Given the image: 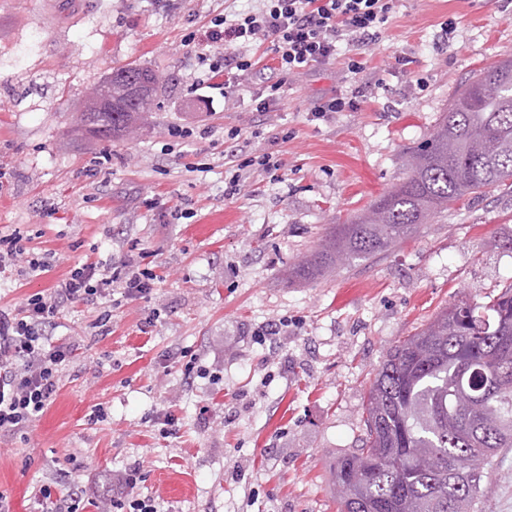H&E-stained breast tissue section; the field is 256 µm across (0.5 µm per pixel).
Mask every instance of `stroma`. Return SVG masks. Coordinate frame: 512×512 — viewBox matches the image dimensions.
<instances>
[{
    "label": "stroma",
    "mask_w": 512,
    "mask_h": 512,
    "mask_svg": "<svg viewBox=\"0 0 512 512\" xmlns=\"http://www.w3.org/2000/svg\"><path fill=\"white\" fill-rule=\"evenodd\" d=\"M57 2L0 0V230L54 256L38 278L0 273V309L87 257L141 251L157 280L148 299L58 319L53 341L77 353L26 435L0 437V494L13 512H49L43 485L78 488L79 512L130 491L158 512H337L334 467L362 446L388 349L448 303L512 285V188L454 204L368 261L306 283L288 273L404 178L405 151L465 83L512 57V0H397L364 72L337 61L290 79L270 128L250 100L193 91L210 17L254 0H77L60 21ZM129 64L161 84L133 133L67 135ZM361 85L358 108L313 119L321 98ZM186 126L191 138L173 136ZM235 126L257 154L282 134L286 165L229 198ZM479 509L512 512V451Z\"/></svg>",
    "instance_id": "stroma-1"
}]
</instances>
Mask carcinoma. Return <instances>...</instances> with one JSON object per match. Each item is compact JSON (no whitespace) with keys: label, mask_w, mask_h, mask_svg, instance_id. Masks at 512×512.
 Instances as JSON below:
<instances>
[{"label":"carcinoma","mask_w":512,"mask_h":512,"mask_svg":"<svg viewBox=\"0 0 512 512\" xmlns=\"http://www.w3.org/2000/svg\"><path fill=\"white\" fill-rule=\"evenodd\" d=\"M125 85L159 82L128 67ZM131 91L110 112H89L101 139L132 127ZM406 176L366 211L326 229L290 277L310 282L374 257L465 197L512 186V58L468 81L430 135L404 155ZM360 452L335 466L340 512H478L484 483L512 448V287L462 297L390 347L366 406Z\"/></svg>","instance_id":"1"}]
</instances>
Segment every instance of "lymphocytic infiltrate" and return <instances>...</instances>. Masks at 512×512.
Listing matches in <instances>:
<instances>
[{
    "label": "lymphocytic infiltrate",
    "instance_id": "f902f5d3",
    "mask_svg": "<svg viewBox=\"0 0 512 512\" xmlns=\"http://www.w3.org/2000/svg\"><path fill=\"white\" fill-rule=\"evenodd\" d=\"M396 0H259L246 12L217 14L204 32L214 49L199 89L223 83L225 97H249L260 116L276 111L290 76L335 62L338 46L358 75L363 49L377 41ZM20 278L51 270L47 256L30 251L20 232L0 234V272ZM156 274L142 256L103 264L78 262L50 292L29 295L14 311L0 310V435L25 434L52 403L60 373L74 353L48 337L73 304L97 305L120 290L127 300L146 298Z\"/></svg>",
    "mask_w": 512,
    "mask_h": 512
}]
</instances>
